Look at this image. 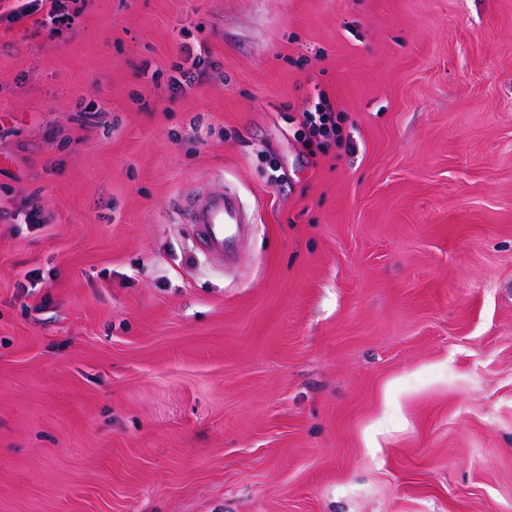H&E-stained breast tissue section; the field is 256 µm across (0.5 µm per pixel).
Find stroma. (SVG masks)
I'll return each mask as SVG.
<instances>
[{"label":"stroma","mask_w":512,"mask_h":512,"mask_svg":"<svg viewBox=\"0 0 512 512\" xmlns=\"http://www.w3.org/2000/svg\"><path fill=\"white\" fill-rule=\"evenodd\" d=\"M17 7L0 512H512V0ZM226 186L224 271L177 204ZM26 2L21 4L12 15L14 21H20L25 17H28L40 9L43 8L44 4L49 3L50 8L46 12V21L52 26L51 30H59L60 27L68 26L71 24V20L74 14L70 12L67 7V1L62 0H26L19 1ZM342 114L336 113L326 92L318 91L311 109L302 112L298 135L307 142H324L340 132Z\"/></svg>","instance_id":"obj_1"}]
</instances>
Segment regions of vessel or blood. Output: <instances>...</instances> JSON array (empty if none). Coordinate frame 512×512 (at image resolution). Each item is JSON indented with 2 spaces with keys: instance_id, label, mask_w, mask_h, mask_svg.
Wrapping results in <instances>:
<instances>
[{
  "instance_id": "b4317fda",
  "label": "vessel or blood",
  "mask_w": 512,
  "mask_h": 512,
  "mask_svg": "<svg viewBox=\"0 0 512 512\" xmlns=\"http://www.w3.org/2000/svg\"><path fill=\"white\" fill-rule=\"evenodd\" d=\"M184 223L193 228V235L215 266H223L224 256L239 241L240 226L246 211L236 192L219 190L186 199L181 212Z\"/></svg>"
}]
</instances>
